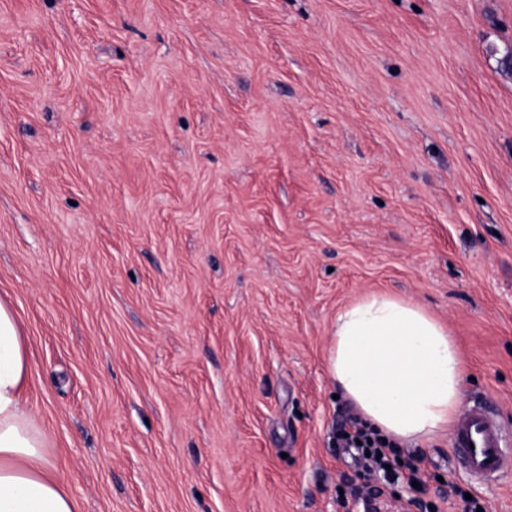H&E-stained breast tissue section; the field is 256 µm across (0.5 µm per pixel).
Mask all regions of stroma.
Instances as JSON below:
<instances>
[{"instance_id":"stroma-1","label":"stroma","mask_w":512,"mask_h":512,"mask_svg":"<svg viewBox=\"0 0 512 512\" xmlns=\"http://www.w3.org/2000/svg\"><path fill=\"white\" fill-rule=\"evenodd\" d=\"M512 0H0V299L79 512H381L328 370L347 304L446 324L512 448Z\"/></svg>"}]
</instances>
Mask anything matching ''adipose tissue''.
I'll return each mask as SVG.
<instances>
[{"label": "adipose tissue", "mask_w": 512, "mask_h": 512, "mask_svg": "<svg viewBox=\"0 0 512 512\" xmlns=\"http://www.w3.org/2000/svg\"><path fill=\"white\" fill-rule=\"evenodd\" d=\"M328 366L363 422L401 442L448 431L464 403L466 365L447 326L385 292L337 314ZM28 373L23 326L0 301V512H77L53 475L44 426L22 397Z\"/></svg>", "instance_id": "ef3b65f1"}]
</instances>
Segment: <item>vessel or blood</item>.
<instances>
[{
  "label": "vessel or blood",
  "instance_id": "1",
  "mask_svg": "<svg viewBox=\"0 0 512 512\" xmlns=\"http://www.w3.org/2000/svg\"><path fill=\"white\" fill-rule=\"evenodd\" d=\"M451 448L455 467L480 482L495 478L512 461L504 450L500 422L479 405L459 415Z\"/></svg>",
  "mask_w": 512,
  "mask_h": 512
}]
</instances>
